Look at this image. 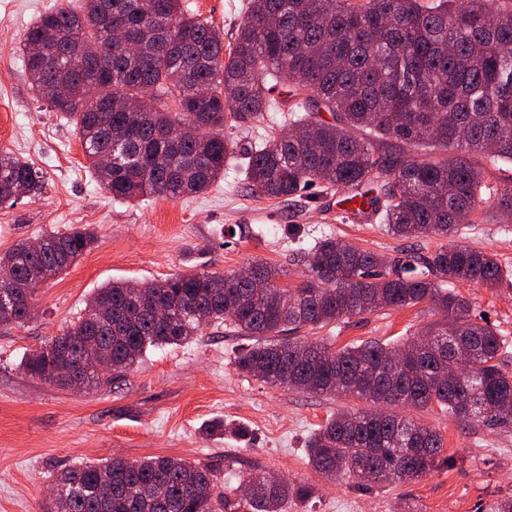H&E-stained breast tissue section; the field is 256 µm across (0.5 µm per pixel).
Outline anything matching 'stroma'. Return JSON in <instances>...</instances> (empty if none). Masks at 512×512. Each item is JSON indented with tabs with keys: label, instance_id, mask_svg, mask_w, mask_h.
I'll use <instances>...</instances> for the list:
<instances>
[{
	"label": "stroma",
	"instance_id": "35a3bbf8",
	"mask_svg": "<svg viewBox=\"0 0 512 512\" xmlns=\"http://www.w3.org/2000/svg\"><path fill=\"white\" fill-rule=\"evenodd\" d=\"M64 2L0 0V150L28 159L45 176L38 196L0 204V251L24 238L33 241L80 225L98 237L67 272L39 288L34 318L0 327V512H44L54 473L115 455L211 464L223 491L231 494L258 468L316 486L315 499L290 502L288 512H398L405 500L416 512H490L494 502L512 495V427L458 418L435 404L411 416L442 435L451 465L399 485L360 488L327 480L309 465L305 443L330 415L360 409L362 401L274 387L241 374L235 358L250 340L225 326H207L199 340L182 346L148 350L109 388L66 389L24 372V359L63 333L86 300L108 283L203 270L234 273L265 262L283 269L281 286H293L307 275L297 255L326 234L391 258L409 249L428 254L444 244L470 247L494 255L512 271V223L491 218L497 190L512 183L511 165L486 172L480 223L448 239L404 240L388 233L381 220H354L343 208L344 188L312 186L276 200L247 188L242 154L287 127V113L276 110L261 121L225 126L239 155L207 192L136 204L112 199L88 169L72 123L47 109L24 67L26 32ZM185 2L229 39L249 0ZM240 226L247 237H229V230ZM456 290L471 302L472 320L490 322L503 337L501 360L512 370V278L492 288L464 282ZM434 321L420 304L307 327L301 334L336 348L368 341L397 346ZM217 420L245 427L248 437L205 436Z\"/></svg>",
	"mask_w": 512,
	"mask_h": 512
}]
</instances>
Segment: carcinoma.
I'll return each instance as SVG.
<instances>
[{"instance_id":"obj_1","label":"carcinoma","mask_w":512,"mask_h":512,"mask_svg":"<svg viewBox=\"0 0 512 512\" xmlns=\"http://www.w3.org/2000/svg\"><path fill=\"white\" fill-rule=\"evenodd\" d=\"M113 25L138 43V55L117 49L95 68L75 53L84 41L109 44ZM24 42L53 47L46 59L26 55L31 87L43 97L47 85H66V96L46 103L75 126L89 168L114 200L206 192L235 153L224 126L261 120L281 103L289 130L248 152L249 188L279 199L312 185L347 187L348 201L373 208L398 238L455 235L484 201L486 165L512 164V0H251L227 49L223 33L182 0H81L41 16ZM323 111L332 120L319 119ZM43 187L42 170L0 151L1 204ZM496 214L512 222L511 185L497 193ZM43 240L38 250L19 242L0 252L12 297L0 325L27 322L38 289L97 236L76 227ZM297 261L308 276L293 288L280 287L282 270L264 263L252 265L249 279L203 271L109 283L23 369L65 386L57 353L75 351L85 386L112 384L147 350L187 344L228 321L254 340L237 369L271 386L378 406L436 403L456 417L512 423L503 338L471 320L469 301L452 290L497 285L504 269L494 256L442 246L391 259L325 235ZM420 303L441 319L399 348L334 349L293 336ZM443 359L459 364L455 378L444 377ZM101 362L108 371L97 369ZM306 448L318 473L359 487L418 481L449 464L438 431L382 411L338 412ZM246 484L248 495H228L211 465L166 456L84 463L55 481L65 512H283L288 501L316 494L263 471Z\"/></svg>"}]
</instances>
